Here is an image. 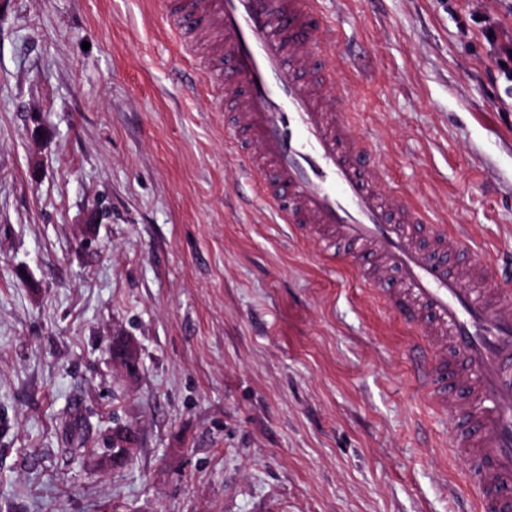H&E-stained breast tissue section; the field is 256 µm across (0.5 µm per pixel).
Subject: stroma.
<instances>
[{"label":"stroma","mask_w":512,"mask_h":512,"mask_svg":"<svg viewBox=\"0 0 512 512\" xmlns=\"http://www.w3.org/2000/svg\"><path fill=\"white\" fill-rule=\"evenodd\" d=\"M321 4L384 190L512 269V98L474 22L512 44V0ZM197 64L159 0H0V512H473L409 332L251 194ZM121 343L122 349L120 356L112 359L113 363L132 374L137 369L138 347L136 343L126 336H115ZM127 365V367H125Z\"/></svg>","instance_id":"35a3bbf8"}]
</instances>
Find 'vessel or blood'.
<instances>
[{
	"label": "vessel or blood",
	"instance_id": "vessel-or-blood-1",
	"mask_svg": "<svg viewBox=\"0 0 512 512\" xmlns=\"http://www.w3.org/2000/svg\"><path fill=\"white\" fill-rule=\"evenodd\" d=\"M171 32L208 55L224 137L284 223L338 248L413 331L425 394L452 424L475 512H512V282L464 238L385 193L378 160L331 98L318 0H161Z\"/></svg>",
	"mask_w": 512,
	"mask_h": 512
}]
</instances>
